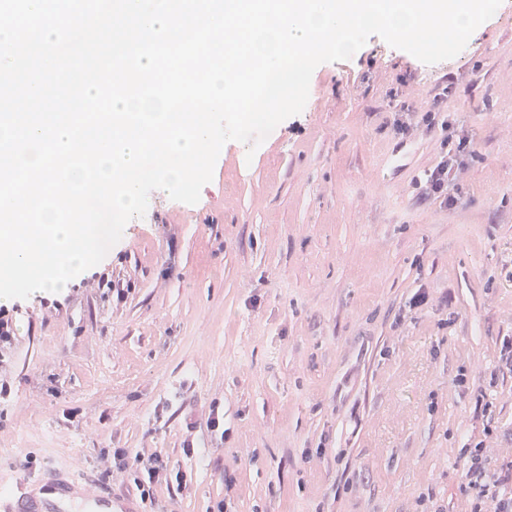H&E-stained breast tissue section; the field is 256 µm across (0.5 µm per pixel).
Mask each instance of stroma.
<instances>
[{
	"label": "stroma",
	"mask_w": 512,
	"mask_h": 512,
	"mask_svg": "<svg viewBox=\"0 0 512 512\" xmlns=\"http://www.w3.org/2000/svg\"><path fill=\"white\" fill-rule=\"evenodd\" d=\"M448 137L468 140L450 206L417 188ZM15 305L0 485L55 463L126 491L123 448L191 479L151 512H470L463 444L512 459V0L452 59L374 35L320 64L197 204L149 195L57 306Z\"/></svg>",
	"instance_id": "obj_1"
}]
</instances>
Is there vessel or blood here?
<instances>
[{
    "mask_svg": "<svg viewBox=\"0 0 512 512\" xmlns=\"http://www.w3.org/2000/svg\"><path fill=\"white\" fill-rule=\"evenodd\" d=\"M0 512H146L129 493L101 491L92 478L46 467L41 478L0 491Z\"/></svg>",
    "mask_w": 512,
    "mask_h": 512,
    "instance_id": "obj_1",
    "label": "vessel or blood"
}]
</instances>
